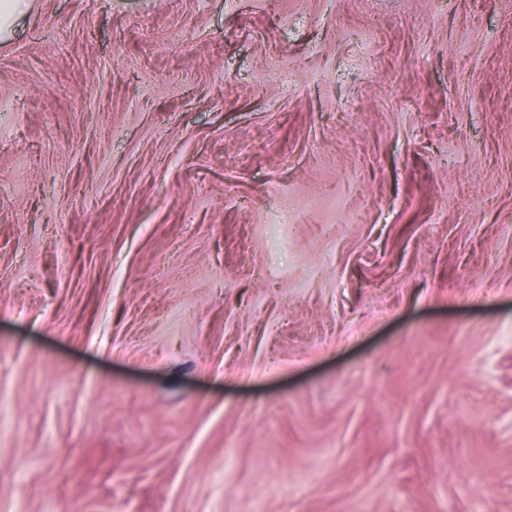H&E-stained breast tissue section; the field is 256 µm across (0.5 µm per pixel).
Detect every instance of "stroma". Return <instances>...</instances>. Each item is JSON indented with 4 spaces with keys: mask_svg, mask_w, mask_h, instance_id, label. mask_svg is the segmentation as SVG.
<instances>
[{
    "mask_svg": "<svg viewBox=\"0 0 512 512\" xmlns=\"http://www.w3.org/2000/svg\"><path fill=\"white\" fill-rule=\"evenodd\" d=\"M0 512H512V0L17 16Z\"/></svg>",
    "mask_w": 512,
    "mask_h": 512,
    "instance_id": "1",
    "label": "stroma"
}]
</instances>
